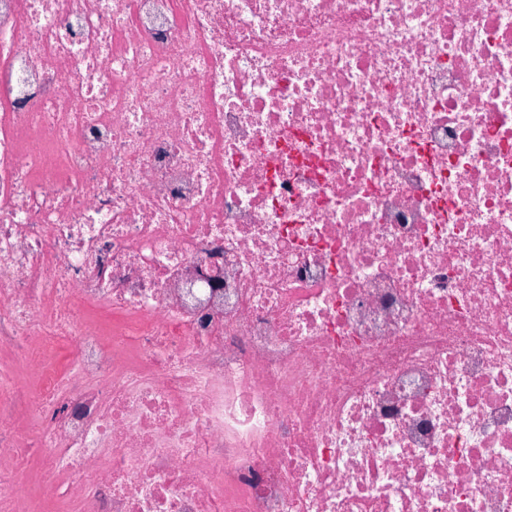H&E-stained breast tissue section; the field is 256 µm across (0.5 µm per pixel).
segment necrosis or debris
Masks as SVG:
<instances>
[{"label":"necrosis or debris","instance_id":"1","mask_svg":"<svg viewBox=\"0 0 512 512\" xmlns=\"http://www.w3.org/2000/svg\"><path fill=\"white\" fill-rule=\"evenodd\" d=\"M0 352V512H512V0H0Z\"/></svg>","mask_w":512,"mask_h":512}]
</instances>
